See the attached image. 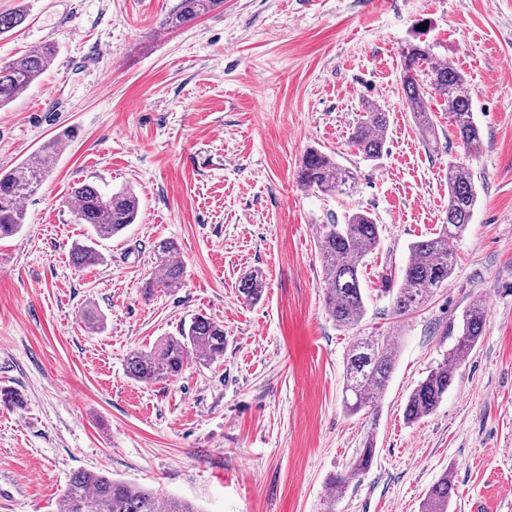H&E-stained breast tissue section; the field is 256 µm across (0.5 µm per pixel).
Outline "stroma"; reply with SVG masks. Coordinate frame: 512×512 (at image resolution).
<instances>
[{
    "instance_id": "obj_1",
    "label": "stroma",
    "mask_w": 512,
    "mask_h": 512,
    "mask_svg": "<svg viewBox=\"0 0 512 512\" xmlns=\"http://www.w3.org/2000/svg\"><path fill=\"white\" fill-rule=\"evenodd\" d=\"M176 0H0L24 24L0 36V59L52 43L49 69L0 109V171L45 141L74 135L20 235L0 240V512H60L72 472L102 471L195 502L202 512H325L326 479L367 436L373 465L335 512H421L444 470L449 512H512V0H224L174 31ZM424 41L467 80L482 128L465 155L442 97L425 142L400 87V50ZM390 114L383 158L348 142L365 101ZM311 148L357 172L346 195L304 191ZM472 172L478 202L452 245L446 288L394 316L383 288L409 244L448 209V164ZM133 188L141 220L85 242L67 203L73 182ZM373 213L379 246L362 270L360 332L390 336L398 359L377 417L343 407L353 340L325 309L317 237L329 215ZM177 242L178 292H147L153 246ZM261 270L259 303L238 293ZM483 300V337L436 411L407 423L415 384L454 346L462 313ZM100 312L101 332L82 315ZM205 315L224 324V354L152 385L125 360Z\"/></svg>"
}]
</instances>
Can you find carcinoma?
<instances>
[{"label":"carcinoma","instance_id":"1","mask_svg":"<svg viewBox=\"0 0 512 512\" xmlns=\"http://www.w3.org/2000/svg\"><path fill=\"white\" fill-rule=\"evenodd\" d=\"M224 6V0H178L164 17L166 29L181 28L202 15ZM23 13L0 14V34L22 25ZM56 47L44 44L24 55L0 62V107L11 103L51 66ZM400 84L407 107L425 140L434 134L426 97L434 92L444 97L455 133L465 154L477 151L481 130L474 118L473 100L458 69L433 53L428 45L408 43L401 49ZM365 115L349 132V142L363 158L378 161L385 152L390 113L375 103L363 104ZM64 133L43 143L19 165L0 172V238L19 234L25 224L23 201L32 196L49 175L56 158L66 147ZM357 174L319 149L306 151L299 163L297 182L304 189L324 195H342L353 189ZM478 194L470 169L463 163H448V211L438 232L420 237L409 246V257L395 288L383 292L391 297L392 313L406 315L448 283L454 271L451 243L460 239L471 221ZM69 203L77 223L91 228L90 244H77L71 258L76 266L94 265L101 259L98 243L120 235L136 223L140 201L134 190L123 187L104 192L84 180L72 184ZM380 225L372 213L356 210L338 219L330 215L320 225L318 248L329 282L325 304L330 319L345 329H357L366 312L361 288V270L366 257L380 242ZM177 244L161 239L154 245L156 279L152 288L174 292L183 285L184 267L176 259ZM263 276L257 270L241 277L238 293L249 302L261 300ZM487 321L485 307L475 301L462 315L460 334L454 347L420 380L408 396L404 417L415 423L432 414L451 386L456 366L468 356L482 337ZM224 325L197 315L177 336L167 337L150 350L134 349L126 358V375L138 383L155 384L182 374L191 364L208 365L224 355ZM398 357L387 336H356L344 364L343 404L356 415L377 414L379 401ZM374 441L356 452L347 469L328 479V502L336 504L350 485L365 474L375 456ZM457 491L454 477L444 472L425 494L421 512H448ZM61 512H200L191 502L164 496L103 472L74 471L61 497Z\"/></svg>","mask_w":512,"mask_h":512}]
</instances>
